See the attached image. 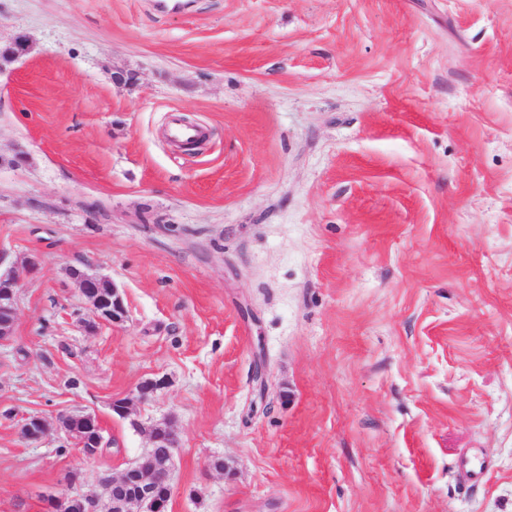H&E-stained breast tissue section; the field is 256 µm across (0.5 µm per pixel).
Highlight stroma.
Returning a JSON list of instances; mask_svg holds the SVG:
<instances>
[{
	"label": "stroma",
	"instance_id": "obj_1",
	"mask_svg": "<svg viewBox=\"0 0 512 512\" xmlns=\"http://www.w3.org/2000/svg\"><path fill=\"white\" fill-rule=\"evenodd\" d=\"M18 40L0 512L95 491L159 422L168 512H512V0H0ZM73 267L124 322L85 330ZM21 288L19 280L10 272L0 271V311L3 321L0 322V342L13 334L17 320V300ZM161 385L162 382L160 380H151L140 384L135 391H132L127 397L113 400L110 403L112 412L122 418L131 417L134 403H141L147 400ZM59 423L60 430L76 448L82 449L84 457L95 458L106 447L104 429L97 414H68L62 416Z\"/></svg>",
	"mask_w": 512,
	"mask_h": 512
}]
</instances>
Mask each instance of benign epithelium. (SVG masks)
I'll return each mask as SVG.
<instances>
[{"label":"benign epithelium","mask_w":512,"mask_h":512,"mask_svg":"<svg viewBox=\"0 0 512 512\" xmlns=\"http://www.w3.org/2000/svg\"><path fill=\"white\" fill-rule=\"evenodd\" d=\"M72 278L91 305L92 319L88 321V326L94 328L100 323L112 325L125 319L126 309L118 289H113L109 297L98 292V284L103 276L75 269ZM20 288L19 280L12 273H0V312L3 313L0 342L13 334ZM161 385L159 380L140 384L127 397L112 401V412L122 418L131 417L134 403L147 400ZM59 427L75 447L82 449L86 458L97 457L101 449L106 447L104 429L98 415L94 413L64 415L59 420ZM47 430L46 421L37 416L28 417L21 424V434L27 440H37ZM166 481H170V475L161 476L136 464L128 465L116 477L103 479L112 488V507L119 512H131L133 506L138 507V512H167L168 502L159 495V487ZM60 501L64 502V507L70 512H102L98 498L88 492H76L63 497L49 495L44 499V512H56V505Z\"/></svg>","instance_id":"1"}]
</instances>
